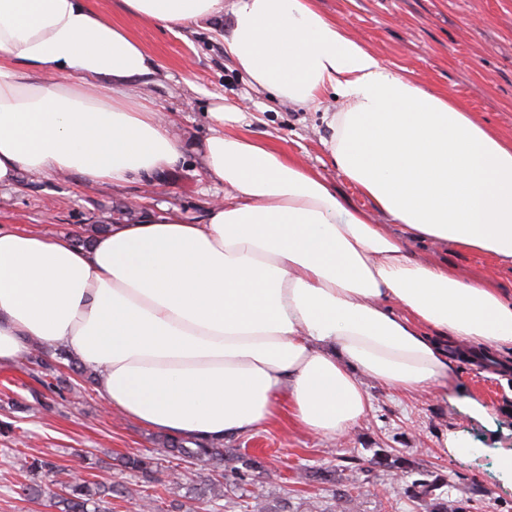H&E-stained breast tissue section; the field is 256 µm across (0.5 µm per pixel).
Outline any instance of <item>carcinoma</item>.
I'll return each instance as SVG.
<instances>
[{"instance_id": "1", "label": "carcinoma", "mask_w": 512, "mask_h": 512, "mask_svg": "<svg viewBox=\"0 0 512 512\" xmlns=\"http://www.w3.org/2000/svg\"><path fill=\"white\" fill-rule=\"evenodd\" d=\"M160 452L181 461L201 462L213 472H229L225 480L230 486L240 490L237 507L241 512H251V509L259 508V496L248 494L246 489V486L250 485L251 471L258 467V462L252 458L235 456L232 452L224 450L222 444L197 443L189 447L186 441L173 436H166L160 441ZM234 461L240 463V466L232 465ZM81 463L86 477L72 481L67 493L60 494L54 491V487L61 483L59 476L64 474V470L41 458L26 460L22 464L25 481L19 483V488L26 496L48 498L55 512H112V497L131 496L126 485L100 476L102 465L99 462L85 456ZM116 466L120 471L134 473L143 479V484L137 489L139 502L150 503L154 512H165V499L154 478L157 468L156 457L147 454H126L117 459ZM224 490L223 483L208 478L188 488V493L198 504L208 505L224 499Z\"/></svg>"}]
</instances>
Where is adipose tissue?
<instances>
[{
  "label": "adipose tissue",
  "mask_w": 512,
  "mask_h": 512,
  "mask_svg": "<svg viewBox=\"0 0 512 512\" xmlns=\"http://www.w3.org/2000/svg\"><path fill=\"white\" fill-rule=\"evenodd\" d=\"M121 6L171 32L227 17L224 52L254 86L297 106L335 93L325 145L373 208L225 130L239 115L216 106L203 151L227 193L204 223L151 217L85 247L0 227V366L37 342L64 347L112 410L221 442L284 409L336 437L370 408L364 378L425 391L448 377L444 340L512 348V294L405 247L512 264V140L383 66L315 0ZM157 68L90 0H0V188L23 171L119 184L175 166L162 111L125 94Z\"/></svg>",
  "instance_id": "ef3b65f1"
}]
</instances>
